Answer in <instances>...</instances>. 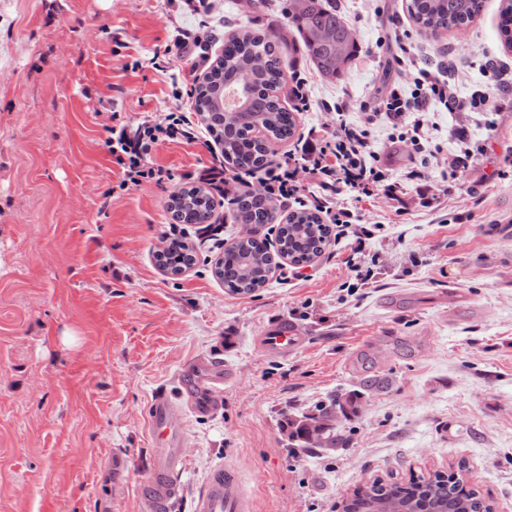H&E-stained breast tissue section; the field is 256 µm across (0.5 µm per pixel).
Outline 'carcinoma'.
Returning <instances> with one entry per match:
<instances>
[{"label":"carcinoma","mask_w":512,"mask_h":512,"mask_svg":"<svg viewBox=\"0 0 512 512\" xmlns=\"http://www.w3.org/2000/svg\"><path fill=\"white\" fill-rule=\"evenodd\" d=\"M305 9L290 13L301 51L316 73L341 77L358 53V44L334 0H306ZM407 13L420 31L435 34L469 25L484 9V0H408ZM497 30L512 48V0H501ZM292 44L287 35L269 36L240 30L224 42V52L198 79L195 110L222 145L224 163L234 170L257 173L270 166L269 143L293 137L296 119L282 104L285 84L283 56ZM167 209L176 224H209L214 202L200 185L183 187L169 197ZM280 205L269 195L245 190L235 203L237 224L275 225V251L267 237L236 239L212 265V275L232 294L247 296L266 286L276 260L308 266L320 258L330 241V228L315 209H297L277 222ZM156 265L176 277L196 263V252L174 238L154 254ZM368 379L360 388L335 392L318 400L312 413L285 420L288 439L309 454L346 447L350 437L341 425L357 416L365 395L382 386ZM468 466L463 460L450 472L433 471L407 482L375 479L355 488L339 512H493V503L479 488H464Z\"/></svg>","instance_id":"obj_1"}]
</instances>
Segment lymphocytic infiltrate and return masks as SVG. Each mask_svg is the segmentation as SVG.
I'll return each instance as SVG.
<instances>
[{"instance_id": "1", "label": "lymphocytic infiltrate", "mask_w": 512, "mask_h": 512, "mask_svg": "<svg viewBox=\"0 0 512 512\" xmlns=\"http://www.w3.org/2000/svg\"><path fill=\"white\" fill-rule=\"evenodd\" d=\"M452 71L449 65L421 69L411 94L405 96L392 91L382 110L370 113L366 124L350 123L344 111H337L334 138L307 140L299 148V159L304 163L309 184H301L295 168L286 162L266 170L260 180L262 192L287 203L320 210L336 235L355 238L359 243L368 239L369 229L356 224L353 211L336 204V196L346 189L360 197L380 191L395 200L403 194L406 183L422 177L420 170L413 167L405 172L403 181L390 180L378 154L370 148V127L383 120L392 122L399 129L401 139L410 142L415 153L427 161L437 157L440 149L433 146L432 136L420 117L421 111L433 101L451 112L478 109L487 103L483 97L471 101L459 98L450 85ZM193 138L181 112L170 113L163 124L146 120L133 130L123 125L109 127L106 145L122 172L118 189L125 191L144 182L162 181L163 169L152 163L158 144Z\"/></svg>"}]
</instances>
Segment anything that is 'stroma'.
I'll return each mask as SVG.
<instances>
[{
	"label": "stroma",
	"instance_id": "obj_1",
	"mask_svg": "<svg viewBox=\"0 0 512 512\" xmlns=\"http://www.w3.org/2000/svg\"><path fill=\"white\" fill-rule=\"evenodd\" d=\"M360 47L339 79L320 77L302 53L284 59L294 137L270 146L273 162L315 134H336V106L364 122L416 71L392 66L387 35L400 30L423 61H458L463 98L489 95L487 112L422 117L444 154L449 127L488 152L450 180L424 170L434 201L415 190L403 203L382 193L354 201L362 225H380L366 249L376 281L352 296L349 241L329 244L299 280L289 264L248 296L211 273L221 251L195 226L183 237L197 263L173 277L153 258L163 247L170 195L211 165L221 147L189 90L233 31L275 35L289 26L288 0H0V512H140L138 489L152 446L146 406L176 392L191 364L221 358L235 372L215 415H188L183 495L193 512L208 472L233 461L257 512H337L365 481H398L466 461L471 483L496 512H512V177L486 181L512 159V49L486 0L465 30L427 35L406 0H336ZM215 31L182 50L187 34ZM495 60L498 74L483 70ZM181 110L196 136L160 143L167 176L112 193L121 177L105 126L137 127ZM496 124L487 127L486 114ZM398 132L374 125L370 144L394 175L411 165ZM462 292L466 307L451 302ZM296 323L304 346L285 358L258 350L270 322ZM368 375L385 378L348 422L352 442L333 454L294 451L285 418L311 410Z\"/></svg>",
	"mask_w": 512,
	"mask_h": 512
}]
</instances>
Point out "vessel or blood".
Listing matches in <instances>:
<instances>
[{
	"label": "vessel or blood",
	"mask_w": 512,
	"mask_h": 512,
	"mask_svg": "<svg viewBox=\"0 0 512 512\" xmlns=\"http://www.w3.org/2000/svg\"><path fill=\"white\" fill-rule=\"evenodd\" d=\"M255 342L270 356H283L302 346L296 324L284 319L269 323ZM187 373L191 381L180 399L159 393L147 408L152 454L149 476L139 488L144 512H172L182 494L178 480L184 462L182 419L189 412L217 413L222 407L224 387L233 379L231 371L213 361L193 364ZM194 512H253V497L244 489L234 464L224 463L209 473L194 501Z\"/></svg>",
	"instance_id": "obj_1"
}]
</instances>
